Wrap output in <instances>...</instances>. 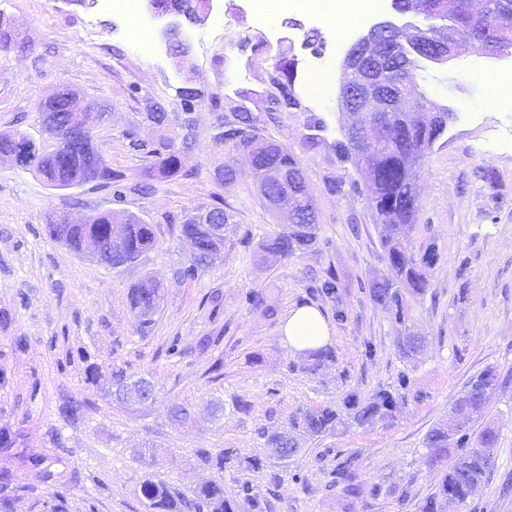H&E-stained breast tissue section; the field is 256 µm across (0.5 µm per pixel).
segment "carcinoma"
<instances>
[{"mask_svg":"<svg viewBox=\"0 0 512 512\" xmlns=\"http://www.w3.org/2000/svg\"><path fill=\"white\" fill-rule=\"evenodd\" d=\"M463 4L460 18L446 23L448 28L459 35L469 37L480 27L493 29L498 26L499 17L494 0H463ZM406 54L409 55V67L403 72L391 70L384 79L396 90L412 86L416 90V105L419 106L425 99V93L415 77L421 54L414 51ZM406 54L401 50L397 52L400 57ZM386 127V135L377 139L376 146L368 157L371 168L368 175L363 172L361 163L352 156L346 142L338 141L336 147L345 155L361 179L370 180L371 207L377 220L385 227L382 245L392 277L371 280L370 294L397 324L405 327L410 320V306L406 296L416 298L427 293L429 281L425 268L432 264L435 257L431 249L418 259L409 251L410 235L416 223L417 197L410 181L408 161L411 158L418 161L431 151L448 129V119H437L430 128L424 129L415 119L393 114ZM138 147L158 160V167L163 175L172 176L180 171V158L173 150V145L161 143L155 147L140 143ZM224 149L229 152L244 149L251 157L274 166L283 173L286 181L282 185L268 195L260 194V199L268 210H282L288 200L293 198L301 211H315L307 186L288 181V178L302 170L300 160L287 147L260 135L251 115L240 112L237 114V122L226 124ZM30 169L42 175L50 186L59 189L98 181L101 186L112 188L116 197L122 196L127 190L123 172L103 163L95 150L82 146L69 148L57 156H41L30 165ZM181 230L198 246V251L193 254V259L183 271L185 277L192 278L201 265L211 263L221 254L224 237L216 235L214 225L199 224L192 216L184 220ZM48 232L52 239L75 253L80 251L85 240H104L113 232L125 240L126 260L131 262L137 261L156 245L153 225L134 215L126 224H113L108 211L93 214L92 220L86 224H50ZM318 233L319 224L316 220L301 219L290 224L284 231L261 241L258 252L264 259H286L315 245ZM339 288L338 275L329 271L320 280L315 292L332 303L336 321L342 323L348 318V314ZM128 299L130 309L138 320V328L146 330L153 322L152 316L159 307L160 285L154 279L146 277L130 289ZM243 301L265 317L278 313L276 304L269 302L262 292L250 291L245 294ZM425 347L424 337L408 333L399 340L397 351L401 359L410 361ZM334 359L335 352L331 349L309 350L305 353L302 370L315 376L334 362ZM410 383L409 376L401 372L397 377V384L383 386L368 396L349 393L340 411L331 405L298 408L288 414L287 429L271 433L263 430L260 436L266 447L275 449L280 458L289 460L297 456L301 441L315 440L347 419L361 427H389L398 419L405 406L406 391ZM506 384L507 380L495 368L485 369L470 382L469 388L453 407L452 415L461 417L456 431L450 435L448 427L439 425L427 435L428 464L438 470L439 480L435 492L426 501L424 512H435L439 499L464 503L479 491L493 462L492 449L498 441V432L488 425L475 437L468 433L467 426L487 410L483 406L472 411L470 402L474 401V392H493L506 387ZM450 448L460 450L461 454L448 467L443 464V459ZM198 456L200 461L220 472L228 469L247 473L260 471L265 467L263 458L244 453L239 448H223L214 454L201 448ZM358 470L357 457L350 455L344 458L329 471L327 488L338 489L347 496H379L382 486L377 483L369 485L358 480ZM139 493L149 512H185L192 508L196 512H269L268 500L255 492L253 485L247 480L241 484L238 501L225 498L224 484L216 480L202 485L196 492L195 500L190 503L169 484L152 476L141 482Z\"/></svg>","mask_w":512,"mask_h":512,"instance_id":"carcinoma-1","label":"carcinoma"}]
</instances>
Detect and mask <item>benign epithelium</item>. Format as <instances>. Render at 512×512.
Listing matches in <instances>:
<instances>
[{"instance_id":"1","label":"benign epithelium","mask_w":512,"mask_h":512,"mask_svg":"<svg viewBox=\"0 0 512 512\" xmlns=\"http://www.w3.org/2000/svg\"><path fill=\"white\" fill-rule=\"evenodd\" d=\"M145 7L157 20L163 22L161 34L167 50L174 55L184 57L189 52L183 39L182 22L203 23L210 16V0H196V13L190 15L175 11L162 0H144ZM400 41L407 47L427 49L435 63H445L458 55L459 48L464 44H473L488 57H497V40L499 34L487 31L483 38L473 39L461 37L451 31L443 35L422 28L409 21L398 25L390 20H383L370 26L366 34L359 37L348 51L342 62L343 71L356 77L354 83L341 91L339 102L352 121L345 126L346 136L354 144V152L358 157H364L375 144L373 132L382 126L384 114L407 111L408 102L414 98L412 93L391 96L384 91L380 82V72L393 63L391 49L385 39L388 37ZM43 119L51 126L63 125V128L74 132H88V121L94 113L78 105L74 107L73 114L66 120L54 114L51 101L42 105ZM97 117H103L98 112ZM17 148L9 155L3 157L19 167H25L33 160L34 149L23 143L21 137H16ZM109 254L120 255L124 251L123 242L118 237L108 240L107 247L103 248L97 242L91 241L83 249L82 255L99 260L102 251Z\"/></svg>"}]
</instances>
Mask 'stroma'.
<instances>
[{
    "mask_svg": "<svg viewBox=\"0 0 512 512\" xmlns=\"http://www.w3.org/2000/svg\"><path fill=\"white\" fill-rule=\"evenodd\" d=\"M208 21L184 25L188 57L170 55L158 20H150L151 43L131 47L132 25L119 10L95 0H0V17L15 34L0 47V132L27 133L45 151L55 140L42 133V103L74 91L102 111L92 122L94 145L108 166L121 170L134 190L115 201L110 189L87 184L64 190L35 172L0 161V481L21 485L0 512H145L139 486L158 475L184 496L222 479L227 498H237L242 479L256 491L267 475L281 483L271 512H421L436 474L427 463L428 432L449 422L470 379L486 367L512 376V143L500 144L512 124V101L498 104L493 74L512 68V56L494 59L466 48L448 64L422 62L416 81L432 103L450 106L456 118L415 171L418 220L415 255L434 248L430 288L411 304V324L428 341L417 361L400 359V327L370 296L369 280L388 275L381 227L367 190L352 191L357 175L340 155L337 140L346 122L337 93L321 98L306 89L309 65L326 63L340 83L345 48L335 29L312 25L304 15L283 13L270 25L281 37L267 48L254 30L245 0H212ZM295 60L297 109H272L277 60ZM201 99L193 114L191 149H184L181 91ZM220 96V107L210 103ZM160 103L164 124L148 120L145 104ZM251 113L260 134L299 157L314 200L318 245L280 261H262L260 241L288 224L287 213L270 212L250 177L247 151L227 152L218 134L236 106ZM469 112L476 121L466 120ZM321 129H312L313 121ZM170 143L180 171L159 175L155 160L135 141ZM237 170L236 180L220 175ZM496 173L483 180L484 168ZM342 183L339 192L330 182ZM223 207L224 252L181 274L194 252L181 232L185 215ZM118 210L152 224L157 244L137 264L110 268L53 242L50 221L81 223L89 214ZM335 269L348 311L334 322L329 303L314 294L317 279ZM150 277L162 286L160 309L147 333L137 330L128 292ZM259 289L278 307L274 317L242 301ZM320 309L331 319L336 361L322 374L302 371V355L281 341L291 309ZM208 336L219 344L204 345ZM372 343L374 357L362 354ZM177 344L180 352L167 348ZM88 359H80V351ZM102 371L85 379L87 362ZM223 363L221 377L211 369ZM149 380L155 398L124 402L112 394V369ZM407 372L421 401H409L390 427L341 425L305 443L290 461L271 457L259 428L282 429L291 410L317 404L342 406L348 393L371 394ZM251 408L231 407L235 398ZM188 407L182 424L173 409ZM494 424L499 439L480 492L439 512H512V383L496 391L479 431ZM239 448L267 459L266 470L217 473L196 451ZM357 455L362 477L382 484L379 497H347L327 491V471L337 455ZM305 476L296 484L293 473ZM68 483L56 500L46 481Z\"/></svg>",
    "mask_w": 512,
    "mask_h": 512,
    "instance_id": "1",
    "label": "stroma"
}]
</instances>
